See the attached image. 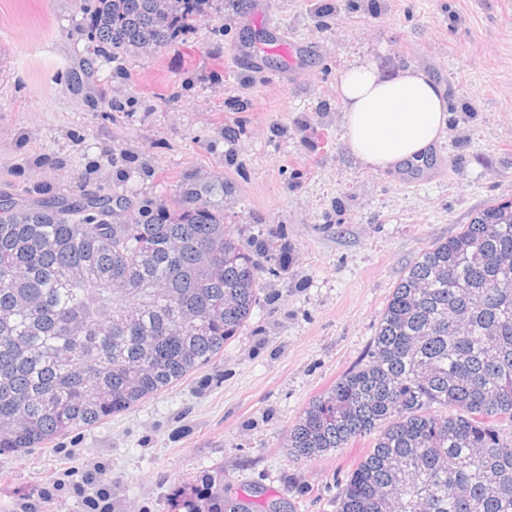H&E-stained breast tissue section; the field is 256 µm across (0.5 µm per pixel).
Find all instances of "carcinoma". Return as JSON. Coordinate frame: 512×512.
Wrapping results in <instances>:
<instances>
[{
    "instance_id": "cac0c4a2",
    "label": "carcinoma",
    "mask_w": 512,
    "mask_h": 512,
    "mask_svg": "<svg viewBox=\"0 0 512 512\" xmlns=\"http://www.w3.org/2000/svg\"><path fill=\"white\" fill-rule=\"evenodd\" d=\"M201 0H84L118 55L174 41ZM173 215L112 220V195L0 205V454L47 445L203 369L258 305L261 270L190 189ZM512 201L421 253L393 288L368 360L288 434L311 460L371 448L336 512H512ZM186 512H255L207 483Z\"/></svg>"
}]
</instances>
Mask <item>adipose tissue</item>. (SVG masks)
Instances as JSON below:
<instances>
[{
    "label": "adipose tissue",
    "instance_id": "obj_1",
    "mask_svg": "<svg viewBox=\"0 0 512 512\" xmlns=\"http://www.w3.org/2000/svg\"><path fill=\"white\" fill-rule=\"evenodd\" d=\"M338 95L347 147L374 170L424 163L447 126L443 87L415 66L390 73L371 58L355 62Z\"/></svg>",
    "mask_w": 512,
    "mask_h": 512
}]
</instances>
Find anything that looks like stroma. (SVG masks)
Here are the masks:
<instances>
[{"label":"stroma","instance_id":"obj_1","mask_svg":"<svg viewBox=\"0 0 512 512\" xmlns=\"http://www.w3.org/2000/svg\"><path fill=\"white\" fill-rule=\"evenodd\" d=\"M203 0L193 27L104 55L83 0H0V200L112 194L117 220L208 186L262 270L260 302L212 362L127 412L0 455V512H179L208 480L281 512H336L370 437L296 461L288 433L364 363L406 269L512 200V0ZM303 74L243 64L275 36ZM420 66L448 127L425 168L374 171L344 141L353 61ZM279 252L258 251L264 237ZM274 44L277 51L281 52L285 58L288 67V74H296L302 70L303 55L298 46L281 37H276Z\"/></svg>","mask_w":512,"mask_h":512}]
</instances>
